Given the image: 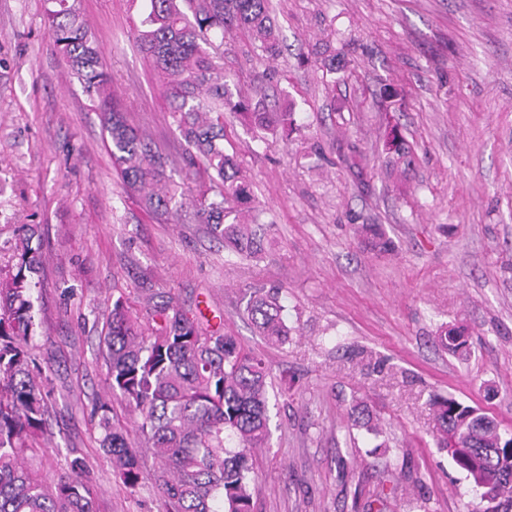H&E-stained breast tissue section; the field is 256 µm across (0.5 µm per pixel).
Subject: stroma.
<instances>
[{
	"mask_svg": "<svg viewBox=\"0 0 512 512\" xmlns=\"http://www.w3.org/2000/svg\"><path fill=\"white\" fill-rule=\"evenodd\" d=\"M49 0H0V266L41 229L34 354L54 389L47 478L85 457L96 512H160L150 482L119 483L92 415L107 395L99 337L114 298L170 291L269 367L271 438L256 452L254 512H480L433 438L429 401L451 396L512 428V0H273L270 61L229 33L233 94L294 108L289 140L224 115L263 206V251L242 258L207 225L158 223L126 194L102 115L46 28ZM126 118L187 186L186 144L138 50L131 0H81ZM399 126L412 159L393 168ZM358 152L360 168L349 155ZM380 225L394 248L364 247ZM280 289L291 334L260 336L253 292ZM465 329L468 353L438 336ZM360 399L380 434L351 425ZM359 233L365 246L370 250L380 253L391 250V242L385 238L377 224H361Z\"/></svg>",
	"mask_w": 512,
	"mask_h": 512,
	"instance_id": "1",
	"label": "stroma"
}]
</instances>
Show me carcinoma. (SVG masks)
I'll use <instances>...</instances> for the list:
<instances>
[{
    "instance_id": "1",
    "label": "carcinoma",
    "mask_w": 512,
    "mask_h": 512,
    "mask_svg": "<svg viewBox=\"0 0 512 512\" xmlns=\"http://www.w3.org/2000/svg\"><path fill=\"white\" fill-rule=\"evenodd\" d=\"M50 3L49 34L85 91L100 100L112 161L125 186L142 193L144 207L157 220L180 217L185 203L162 183L168 158L126 122L120 100L108 94L102 50L79 0ZM233 32L243 34L261 60L280 54L269 0H140L134 38L165 90L188 146L187 165L196 166V154L203 159L208 179L189 187L195 220L250 257L258 254L259 210L237 161L224 153V113L236 112L274 136L288 135L296 120L293 112L264 99L233 98L215 61L224 34ZM359 233L370 250H391L378 225L362 224ZM38 239V226H28L16 247L15 271L0 277V512H95L85 458H71L52 482L26 464L48 430L53 401L32 352ZM247 311L268 340L288 336L277 292L257 289ZM439 343L454 355L466 352L459 329L443 330ZM102 351L109 392L137 418L134 446L113 421L110 400L95 399L99 444L122 485L135 489L150 481L162 512H253L252 453L267 447L270 437L265 362L163 291L151 293L141 310L121 296L113 300ZM430 406L439 447H448L452 435L461 448L501 449L486 465L507 474L495 486L496 509L512 512V431L480 407L451 396L435 397ZM228 438L237 448H226ZM145 449L154 459L150 473Z\"/></svg>"
}]
</instances>
